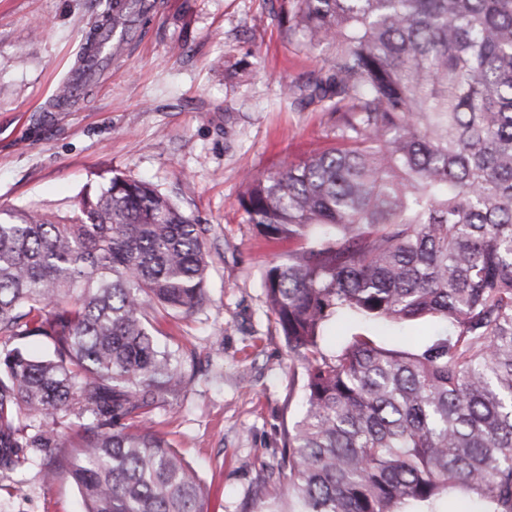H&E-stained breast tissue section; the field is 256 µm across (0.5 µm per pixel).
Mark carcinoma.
<instances>
[{"instance_id": "cac0c4a2", "label": "carcinoma", "mask_w": 512, "mask_h": 512, "mask_svg": "<svg viewBox=\"0 0 512 512\" xmlns=\"http://www.w3.org/2000/svg\"><path fill=\"white\" fill-rule=\"evenodd\" d=\"M289 2L288 33L328 51L290 91L334 142L239 199L261 234L300 243L264 287L305 365L288 481L251 512H435L458 487L512 512V0ZM155 8L108 0L90 35L112 32V62ZM98 56L80 55L85 89ZM207 232L116 174L62 219L28 205L0 220V474L40 456L86 512H206L149 413L190 380L153 320L205 304ZM426 320L412 350L375 340ZM341 321L350 339L332 347ZM31 336L51 353L22 350ZM86 413L78 442L24 423Z\"/></svg>"}]
</instances>
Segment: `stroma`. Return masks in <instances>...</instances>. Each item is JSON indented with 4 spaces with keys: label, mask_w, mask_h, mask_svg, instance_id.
Wrapping results in <instances>:
<instances>
[{
    "label": "stroma",
    "mask_w": 512,
    "mask_h": 512,
    "mask_svg": "<svg viewBox=\"0 0 512 512\" xmlns=\"http://www.w3.org/2000/svg\"><path fill=\"white\" fill-rule=\"evenodd\" d=\"M105 0H0V210L67 215L118 173L172 196L208 229L207 302L157 326L187 387L152 424L194 469L208 512L275 496L285 436L305 410L304 369L270 312L263 271L291 243L258 236L238 199L246 175L330 146L325 113L283 88L322 64L279 22L285 0H157L126 53L84 97L52 102ZM0 512H83L68 475L40 459L0 475Z\"/></svg>",
    "instance_id": "obj_1"
}]
</instances>
